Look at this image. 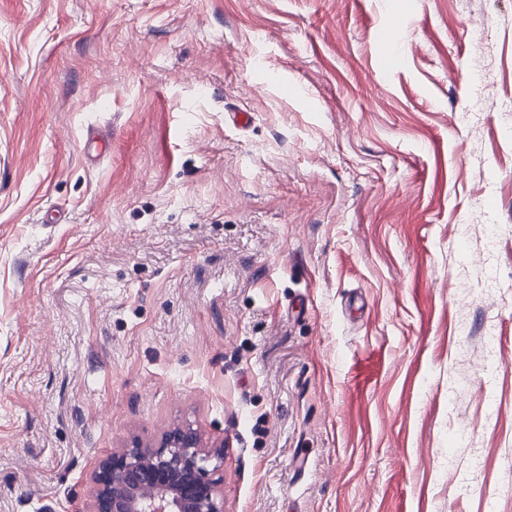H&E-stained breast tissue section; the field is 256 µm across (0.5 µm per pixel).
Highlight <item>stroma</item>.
<instances>
[{
	"instance_id": "obj_1",
	"label": "stroma",
	"mask_w": 512,
	"mask_h": 512,
	"mask_svg": "<svg viewBox=\"0 0 512 512\" xmlns=\"http://www.w3.org/2000/svg\"><path fill=\"white\" fill-rule=\"evenodd\" d=\"M185 423L224 512H512V0H0V512Z\"/></svg>"
}]
</instances>
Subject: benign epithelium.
<instances>
[{
    "label": "benign epithelium",
    "mask_w": 512,
    "mask_h": 512,
    "mask_svg": "<svg viewBox=\"0 0 512 512\" xmlns=\"http://www.w3.org/2000/svg\"><path fill=\"white\" fill-rule=\"evenodd\" d=\"M221 448H207L189 424L153 445L134 440L99 461L89 512H224Z\"/></svg>",
    "instance_id": "obj_1"
}]
</instances>
